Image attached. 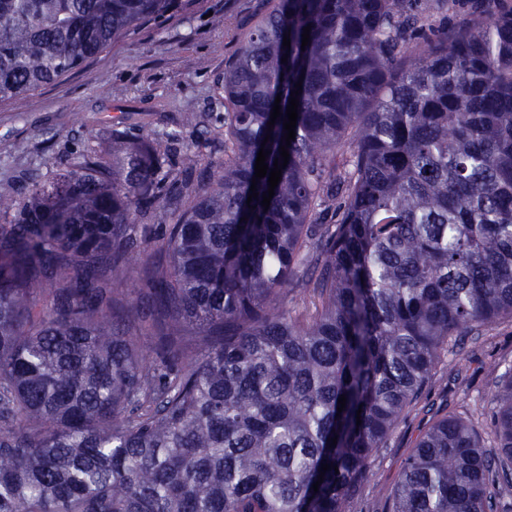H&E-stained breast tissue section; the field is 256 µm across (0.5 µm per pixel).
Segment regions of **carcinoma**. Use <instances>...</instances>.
I'll list each match as a JSON object with an SVG mask.
<instances>
[{"mask_svg":"<svg viewBox=\"0 0 512 512\" xmlns=\"http://www.w3.org/2000/svg\"><path fill=\"white\" fill-rule=\"evenodd\" d=\"M416 2L272 0L224 68L227 159L205 182L196 152L114 126L112 150L0 185V512H350L445 352L462 370L459 338L512 318V0L421 44ZM175 8L0 0V101ZM299 82L265 208L257 153L274 168ZM490 373L498 453L438 418L391 512H495L512 373Z\"/></svg>","mask_w":512,"mask_h":512,"instance_id":"carcinoma-1","label":"carcinoma"}]
</instances>
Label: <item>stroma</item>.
Instances as JSON below:
<instances>
[{
  "mask_svg": "<svg viewBox=\"0 0 512 512\" xmlns=\"http://www.w3.org/2000/svg\"><path fill=\"white\" fill-rule=\"evenodd\" d=\"M269 7V0H180L165 24L146 23L33 92L23 107L0 102V183L26 189L31 176L53 174L59 159L78 156L88 140L108 146L116 127L134 138L175 135L179 146L199 154L196 174L206 177L210 163L224 158V66ZM190 112L204 114L203 124L185 125ZM460 343L469 353L467 368L457 371L452 356L442 357L417 406L381 448L353 512H390L401 468L436 418H468L489 436L495 393L489 368L512 366V321Z\"/></svg>",
  "mask_w": 512,
  "mask_h": 512,
  "instance_id": "obj_1",
  "label": "stroma"
}]
</instances>
